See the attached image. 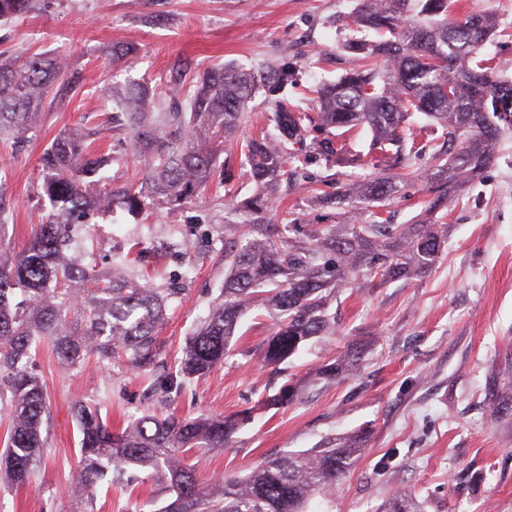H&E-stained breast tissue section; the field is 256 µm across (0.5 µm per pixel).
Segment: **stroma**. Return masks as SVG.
<instances>
[{"label": "stroma", "instance_id": "1", "mask_svg": "<svg viewBox=\"0 0 512 512\" xmlns=\"http://www.w3.org/2000/svg\"><path fill=\"white\" fill-rule=\"evenodd\" d=\"M355 0H34L31 10L0 21V51L17 60L33 53L64 57L81 71L82 92L54 102L22 151L0 143V215L6 240L23 248L31 227L45 223L50 204L41 190L40 157L69 127L112 109L109 53L135 47L130 77L169 100L175 73L193 76L217 63L264 70L288 63L294 101L314 107L315 86L357 70L360 56L343 42L355 35ZM452 13L494 18L496 35L482 52L501 74L512 59V0H452ZM120 131H104L96 147L108 153L113 184L130 181L140 164ZM494 163L448 210V240L432 273L411 283L345 290L331 303L336 336L279 368L261 363L260 346L274 320L260 308L242 317L222 366L188 382L159 406L141 377L120 366L87 363L63 369L42 349L36 372L49 397L45 464L29 486L0 488V512H75L68 488L81 464L75 401H93L112 427L164 408L175 416L254 418L224 450L190 455L201 480L249 473L266 457L315 448L328 438L367 429L366 451L323 512H375L396 489L412 488L428 512H512V431L492 423L484 408L486 377L512 336V135L494 144ZM297 180L282 183L278 219L291 224L338 223L327 194L372 179L370 167L343 169L305 151ZM232 171L197 201L172 211L153 207L139 216L116 208L75 227L102 264L128 254L129 268L156 288L177 282L160 337L177 354L207 316L224 284V249L248 230L243 212L228 208L227 192L252 198L253 183L239 149L220 156ZM372 334L358 377L309 382L310 372L349 342ZM304 381L301 399L285 409L260 401L287 379Z\"/></svg>", "mask_w": 512, "mask_h": 512}]
</instances>
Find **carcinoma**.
Segmentation results:
<instances>
[{"label": "carcinoma", "instance_id": "cac0c4a2", "mask_svg": "<svg viewBox=\"0 0 512 512\" xmlns=\"http://www.w3.org/2000/svg\"><path fill=\"white\" fill-rule=\"evenodd\" d=\"M33 0H0V19L29 12ZM450 0H357L353 23L379 40H351L344 49L367 67L315 89L317 112L288 100L294 73L288 64L258 75L217 65L199 76L184 103L147 111L151 91L141 82L115 86L112 127L127 135L143 164L135 184L103 181L109 158L95 143L101 125L75 126L57 136L41 159L42 191L51 206L18 251L0 244V411L9 417L0 450V481L30 484L43 465L44 422L49 416L43 384L33 371L40 345L51 347L69 368L93 358L103 368L117 364L152 378L150 390L172 391L224 363L239 321L250 307L276 318V330L259 355L277 367L308 344L336 335L329 303L344 288H377L389 280L426 277L448 239L450 191L479 176L493 161V144L512 131V80L497 76L493 59L480 56L495 22L486 14L455 16ZM267 88L275 94L261 136L240 145L258 193L243 207L253 215L244 243L224 250V288L207 318L187 337L167 370V350L158 336L169 303L180 288H152L130 273L121 257L99 269L91 253H74L70 224L103 206L136 212L160 205L182 208L213 183L224 144L236 140L249 119L248 105ZM82 90L79 77L58 57L33 54L22 62L0 54V139L22 150L45 107ZM421 112L444 131L420 181L430 199L416 224H392L380 208L408 178L402 172L419 155L416 137H405L411 114ZM334 131L317 151L351 167L361 160L347 147L352 131L371 134L375 177L348 185L338 224L291 225L279 245L268 243L267 215L277 211L278 190L288 177L291 147L314 128ZM96 188L89 193V187ZM366 344L347 345L314 372L315 380L344 382L361 369ZM302 385L292 379L263 401L267 409L295 403ZM485 399L491 419L512 425V343L489 375ZM81 468L73 493L94 512L97 487L108 482L128 495L149 479L161 486L158 512H310L315 498L329 499L365 451L366 433L325 441L304 452L265 460L244 476L207 485L187 453L222 450L253 420L251 409L230 416L196 418L144 414L121 430L98 407L74 408ZM375 512H426L409 487L395 491Z\"/></svg>", "mask_w": 512, "mask_h": 512}]
</instances>
